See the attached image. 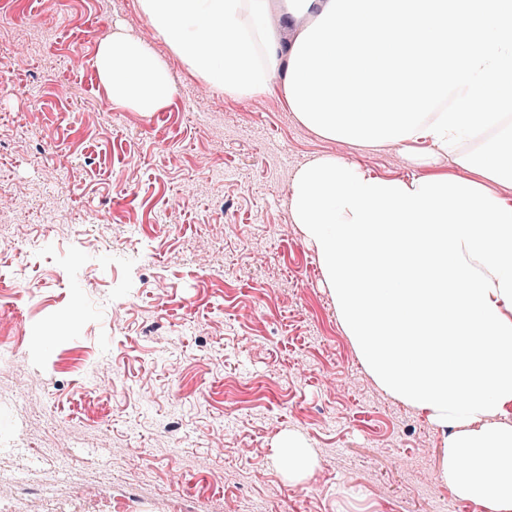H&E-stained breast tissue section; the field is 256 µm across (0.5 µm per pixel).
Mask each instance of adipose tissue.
Segmentation results:
<instances>
[{
    "label": "adipose tissue",
    "mask_w": 512,
    "mask_h": 512,
    "mask_svg": "<svg viewBox=\"0 0 512 512\" xmlns=\"http://www.w3.org/2000/svg\"><path fill=\"white\" fill-rule=\"evenodd\" d=\"M169 51L233 99L286 81L292 53L270 0H136ZM112 106L150 115L174 84L151 44L123 28L96 41ZM479 155L402 141L448 167L410 178L321 155L290 185L337 320L371 380L444 429L441 479L460 499L512 512V121Z\"/></svg>",
    "instance_id": "adipose-tissue-1"
}]
</instances>
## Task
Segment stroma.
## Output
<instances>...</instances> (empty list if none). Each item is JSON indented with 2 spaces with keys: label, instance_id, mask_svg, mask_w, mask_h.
Returning <instances> with one entry per match:
<instances>
[{
  "label": "stroma",
  "instance_id": "stroma-1",
  "mask_svg": "<svg viewBox=\"0 0 512 512\" xmlns=\"http://www.w3.org/2000/svg\"><path fill=\"white\" fill-rule=\"evenodd\" d=\"M117 24L170 68L151 116L99 86L96 40ZM0 59V281L37 285L12 294L24 341L0 350V433L23 446L0 454V501L27 512L30 493L70 502L108 479L99 512H224L229 496L240 512H485L440 481V431L366 374L290 215L313 157L419 173L401 149L323 139L277 90L198 109L201 80L135 0H5ZM290 432L316 458L301 480L276 454Z\"/></svg>",
  "mask_w": 512,
  "mask_h": 512
}]
</instances>
